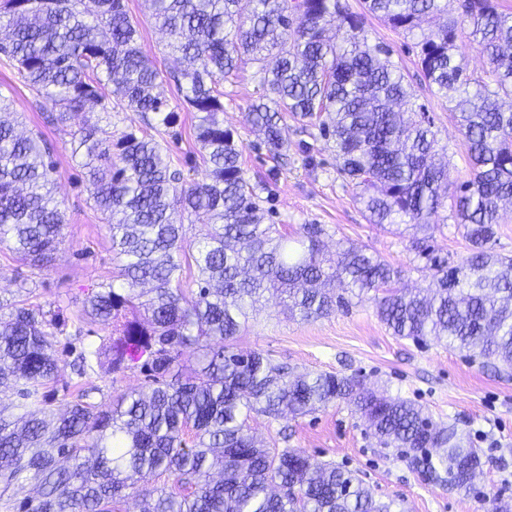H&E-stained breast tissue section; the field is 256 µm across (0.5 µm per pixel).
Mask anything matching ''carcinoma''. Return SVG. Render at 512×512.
<instances>
[{
  "label": "carcinoma",
  "mask_w": 512,
  "mask_h": 512,
  "mask_svg": "<svg viewBox=\"0 0 512 512\" xmlns=\"http://www.w3.org/2000/svg\"><path fill=\"white\" fill-rule=\"evenodd\" d=\"M96 4L89 19L84 0H0V53L61 129L105 97L141 117L139 128L86 122L73 135L118 265L115 281L85 294L76 328L99 323L110 336L66 353L79 378L96 365L114 373L138 365L152 386L109 403L52 387L68 318L32 302L31 290L0 296V389L13 391L18 410L0 408V483L37 486L11 512H122L134 494L140 512H394L352 472L272 448L247 426L253 415L296 418L338 401L381 445L470 492L483 453L456 425H437L422 406L379 396L356 376L295 375L228 341L267 293L288 299L303 320L371 293L394 335L444 339L512 366V257L493 247L501 205L512 201V107L503 108L512 99V12L498 0H363L362 13L341 0H145L180 61L176 82L194 113L206 174L188 182L149 134L175 125L178 113L156 92L161 74L141 52L137 23L124 0ZM368 15L417 37L428 88L453 104L473 170L455 189L469 246L456 266L430 245L449 184L432 122L390 50L368 42ZM332 25L344 32L340 44L327 36ZM465 38L487 55V78L467 72ZM247 63L261 88L247 121L266 151L284 156L287 117L302 121L308 161L333 151L338 173L362 188L356 200L369 222L412 231L411 249L431 261L428 288H397L400 270L352 244L326 256L322 224H303L292 239L266 221L267 181L247 176L223 119L224 80ZM8 108L0 99V243L43 270L67 220L41 133L18 132ZM187 223L210 232L187 246ZM191 270L194 290L184 287ZM430 448L442 449L435 463ZM158 475L173 486L147 488Z\"/></svg>",
  "instance_id": "1"
}]
</instances>
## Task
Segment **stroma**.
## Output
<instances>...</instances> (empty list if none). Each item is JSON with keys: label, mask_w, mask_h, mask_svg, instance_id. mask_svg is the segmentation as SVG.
Segmentation results:
<instances>
[{"label": "stroma", "mask_w": 512, "mask_h": 512, "mask_svg": "<svg viewBox=\"0 0 512 512\" xmlns=\"http://www.w3.org/2000/svg\"><path fill=\"white\" fill-rule=\"evenodd\" d=\"M126 6L139 25L143 53L163 76L161 92L171 104H181L182 94L169 78L177 63L165 51V35L150 19L144 0H126ZM366 31L370 43L389 45L391 58L401 67L418 103L430 112L450 184L469 180L472 168L462 133L447 100L421 85L413 39L372 17L366 21ZM254 72V66L247 64L225 81L224 125L237 135L248 176L268 178L270 195L264 208L271 221L286 225L291 233L303 224L326 225L328 251H335L340 241L356 244L401 269V287H426L425 259L410 251L405 234L368 222L354 201L355 187L337 173L335 155L325 151L316 154L314 163L306 162L298 147L297 122L288 124L287 162L268 157L260 137L246 122L258 92ZM0 96L8 99L11 111L19 116L22 132H42L55 163L56 195L68 221L64 240L48 269L27 267L21 257L0 245V293L16 290L23 283L33 289L45 308L59 307L67 315H76L84 294L110 281L117 261L107 226L92 206L85 171L73 153L71 133L89 117L112 120L120 129L140 126L141 118L131 111H113L112 100L105 98L90 104L88 115H76L69 131L61 132L49 121L50 105L19 79L1 55ZM156 138L167 146L173 166L182 169L185 178L204 177V167L195 161L199 151L191 113L180 112L176 126L160 130ZM233 345L243 352L255 351L288 363L299 373L353 375L384 395L414 401L434 422L456 424L467 434L473 447L482 449L484 465L474 491L467 494L427 480L408 459L397 457L394 449L377 447L366 433L365 420L342 402L295 420L252 416L248 426L259 439L336 463L362 479L376 497L394 501L398 512H487L493 495L512 498L511 369L483 366L481 359L443 341L429 338L417 344L394 336L378 319L374 300L368 298L352 304L350 310L311 321L289 318L275 301H268L250 313ZM78 381L107 399L148 387L144 375L136 370L112 374L97 368L79 380L68 366H60L57 387Z\"/></svg>", "instance_id": "35a3bbf8"}]
</instances>
